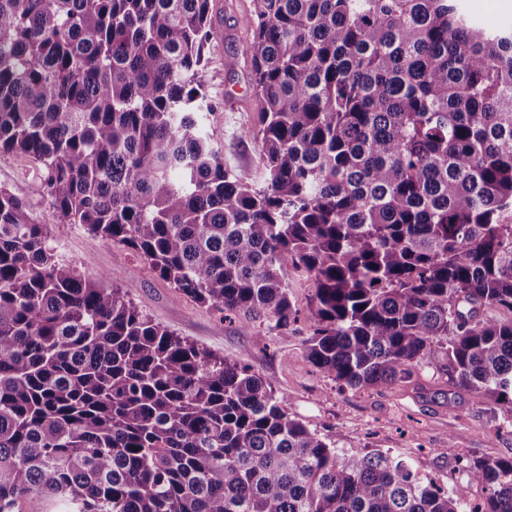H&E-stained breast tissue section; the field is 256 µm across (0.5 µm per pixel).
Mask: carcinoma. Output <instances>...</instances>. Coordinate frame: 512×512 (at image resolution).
<instances>
[{
    "instance_id": "obj_1",
    "label": "carcinoma",
    "mask_w": 512,
    "mask_h": 512,
    "mask_svg": "<svg viewBox=\"0 0 512 512\" xmlns=\"http://www.w3.org/2000/svg\"><path fill=\"white\" fill-rule=\"evenodd\" d=\"M266 177L204 123L212 0H0V153L45 170L60 223L284 338L283 271L315 285L309 363L341 388L434 360L512 413V27L470 0H252ZM387 451H346L272 383L64 262L0 188V512H512Z\"/></svg>"
}]
</instances>
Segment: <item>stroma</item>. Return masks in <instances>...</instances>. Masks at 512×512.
Instances as JSON below:
<instances>
[{"mask_svg":"<svg viewBox=\"0 0 512 512\" xmlns=\"http://www.w3.org/2000/svg\"><path fill=\"white\" fill-rule=\"evenodd\" d=\"M251 0H215L214 42L203 82L213 110L205 123L223 150L224 167L265 175L257 142L243 138L255 125L257 104L245 66L224 67L247 33ZM42 171L30 157L0 154V187L23 199L34 223L46 225L60 259L86 279H114L116 287L152 318L215 355L248 365L268 379L289 413L345 450L381 449L410 459L415 468L445 484L468 504L479 491L455 461L462 453L474 460L512 457V413L505 405L460 390L433 365H419L410 382L368 390H350L317 371L305 356L309 322L296 324L288 337L260 334L257 323L223 320L216 311L183 295L133 252L90 234L81 225L63 224L42 188ZM454 451L442 454L445 443Z\"/></svg>","mask_w":512,"mask_h":512,"instance_id":"35a3bbf8","label":"stroma"}]
</instances>
